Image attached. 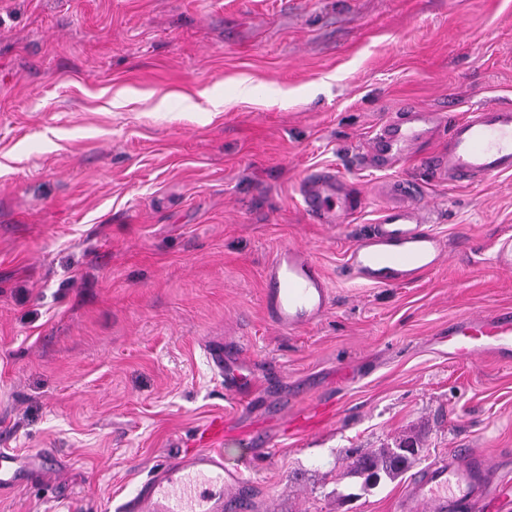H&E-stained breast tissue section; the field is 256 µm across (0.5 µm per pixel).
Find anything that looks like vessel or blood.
I'll list each match as a JSON object with an SVG mask.
<instances>
[{
    "label": "vessel or blood",
    "mask_w": 512,
    "mask_h": 512,
    "mask_svg": "<svg viewBox=\"0 0 512 512\" xmlns=\"http://www.w3.org/2000/svg\"><path fill=\"white\" fill-rule=\"evenodd\" d=\"M448 127V148L426 162L431 173L472 184L512 174V109L481 106L464 118H447L406 106L380 127L374 142L386 164L399 161L420 138L439 125ZM298 193L311 222L338 224L352 209L333 169L309 172ZM446 254L444 240L425 225L414 203L386 209L379 223L350 248L347 263L353 275L369 284L401 285L435 269ZM331 288L321 265L305 249H280L267 263L262 302L269 321L293 332L321 319L330 304ZM449 354L462 360L486 355L512 359V309H493L449 321L441 337ZM208 358L228 393L244 392L251 383L243 364L226 360L224 350ZM224 421L210 422L202 448L185 451L155 468L149 479L119 507V512H245L247 485L241 469H229L219 449ZM512 501V469L499 472L477 448H458L431 462L411 482L399 501V512H497Z\"/></svg>",
    "instance_id": "b4317fda"
}]
</instances>
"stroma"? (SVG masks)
<instances>
[{
  "label": "stroma",
  "instance_id": "1",
  "mask_svg": "<svg viewBox=\"0 0 512 512\" xmlns=\"http://www.w3.org/2000/svg\"><path fill=\"white\" fill-rule=\"evenodd\" d=\"M409 102L512 106V0H0V452L28 476L0 487V512H116L215 417L225 464L252 463L251 512H397L464 444L512 465V363L434 343L512 307V272L489 261L512 175H431L444 129L367 162ZM319 167L356 202L343 223L302 208ZM398 181L447 254L413 284H366L347 253ZM288 246L333 292L290 334L261 300ZM215 344L247 392L225 394ZM338 392L332 418L289 428ZM406 438L412 467L347 500L351 454Z\"/></svg>",
  "mask_w": 512,
  "mask_h": 512
}]
</instances>
